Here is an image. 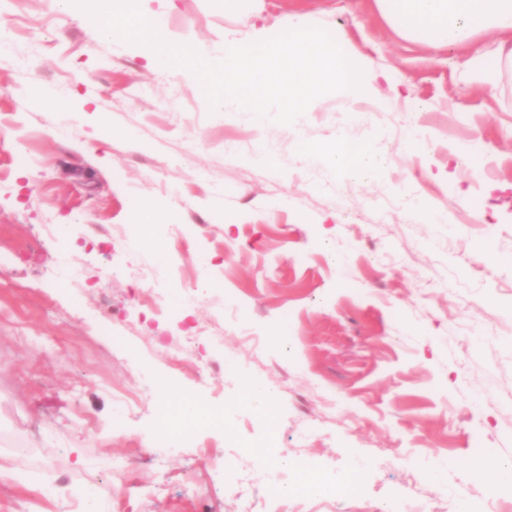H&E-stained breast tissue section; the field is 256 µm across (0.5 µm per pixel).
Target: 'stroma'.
<instances>
[{
    "label": "stroma",
    "instance_id": "stroma-1",
    "mask_svg": "<svg viewBox=\"0 0 512 512\" xmlns=\"http://www.w3.org/2000/svg\"><path fill=\"white\" fill-rule=\"evenodd\" d=\"M142 6L216 60L225 42L303 17L338 36L362 87L289 125L223 116L193 74L151 69L141 45L103 38L59 0H0V454L14 470L0 512H71L103 486L106 512H241L245 499L286 512L249 465L255 448L272 466L313 462L330 483L303 512L405 494L428 512H512V485L496 479L512 463V65L485 35L413 40L374 0ZM476 52L493 81L464 67ZM36 86L84 113L47 111ZM341 137L375 169L336 167ZM144 201L167 249L156 270L187 301L165 317L129 273L149 252L108 236ZM155 373L223 423L157 452ZM246 373L272 388L276 427L241 404ZM119 387L142 401L119 412ZM435 467L444 484L428 479Z\"/></svg>",
    "mask_w": 512,
    "mask_h": 512
}]
</instances>
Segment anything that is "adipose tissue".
<instances>
[{
  "instance_id": "obj_1",
  "label": "adipose tissue",
  "mask_w": 512,
  "mask_h": 512,
  "mask_svg": "<svg viewBox=\"0 0 512 512\" xmlns=\"http://www.w3.org/2000/svg\"><path fill=\"white\" fill-rule=\"evenodd\" d=\"M385 12L402 16L412 34L436 44H459L475 31L499 35L497 55L512 62V0H375ZM197 398L179 395L163 420L171 438H180L185 429L218 422Z\"/></svg>"
}]
</instances>
